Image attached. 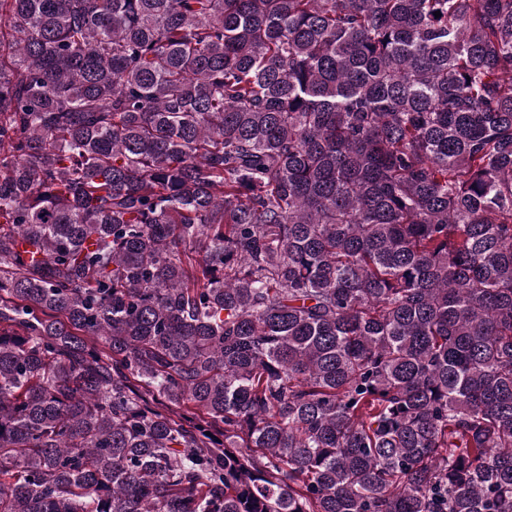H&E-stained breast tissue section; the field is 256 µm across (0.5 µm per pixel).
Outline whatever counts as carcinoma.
<instances>
[{"label": "carcinoma", "instance_id": "carcinoma-1", "mask_svg": "<svg viewBox=\"0 0 512 512\" xmlns=\"http://www.w3.org/2000/svg\"><path fill=\"white\" fill-rule=\"evenodd\" d=\"M0 512H512V0H0Z\"/></svg>", "mask_w": 512, "mask_h": 512}]
</instances>
